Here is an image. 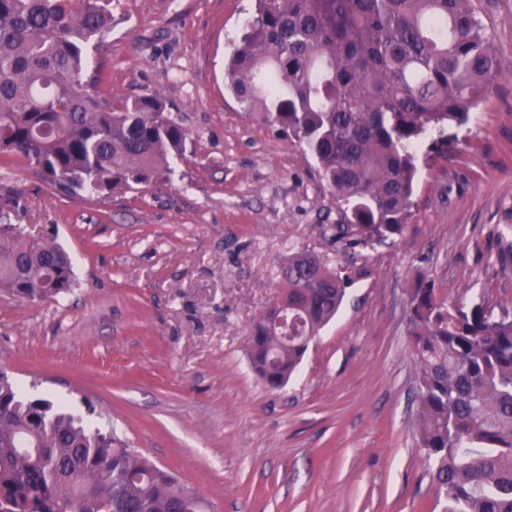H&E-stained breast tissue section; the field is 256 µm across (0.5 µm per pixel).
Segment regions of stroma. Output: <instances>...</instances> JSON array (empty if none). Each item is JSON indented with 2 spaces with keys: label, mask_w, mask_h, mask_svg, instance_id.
<instances>
[{
  "label": "stroma",
  "mask_w": 512,
  "mask_h": 512,
  "mask_svg": "<svg viewBox=\"0 0 512 512\" xmlns=\"http://www.w3.org/2000/svg\"><path fill=\"white\" fill-rule=\"evenodd\" d=\"M473 4L500 74L455 150L420 169L403 235L350 251L313 158L227 88L253 0H112L106 84L116 99L160 92L187 153L165 179L99 196L0 162L13 223L30 245H61L76 279L56 303L0 295V371L115 431L208 512H441L416 430L408 293L423 277L512 313V0ZM299 251L348 284L272 389L250 367V328Z\"/></svg>",
  "instance_id": "1"
}]
</instances>
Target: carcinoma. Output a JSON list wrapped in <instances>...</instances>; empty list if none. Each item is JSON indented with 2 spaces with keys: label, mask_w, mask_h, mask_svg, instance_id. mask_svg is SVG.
<instances>
[{
  "label": "carcinoma",
  "mask_w": 512,
  "mask_h": 512,
  "mask_svg": "<svg viewBox=\"0 0 512 512\" xmlns=\"http://www.w3.org/2000/svg\"><path fill=\"white\" fill-rule=\"evenodd\" d=\"M112 0H0V157L61 193L111 194L171 171L189 133L156 91L119 101L92 66ZM248 114L308 152L340 203L350 249L403 234L420 159L446 157L499 75L472 0H256L225 68ZM424 157H419L421 149ZM0 199V293L55 300L74 270L52 241L33 248ZM288 335L261 314L251 366L288 381L336 315L345 280L298 253L283 270ZM418 433L443 512H512V315L467 306L420 280L409 293ZM0 512H205L203 500L110 432L0 372Z\"/></svg>",
  "instance_id": "obj_1"
}]
</instances>
